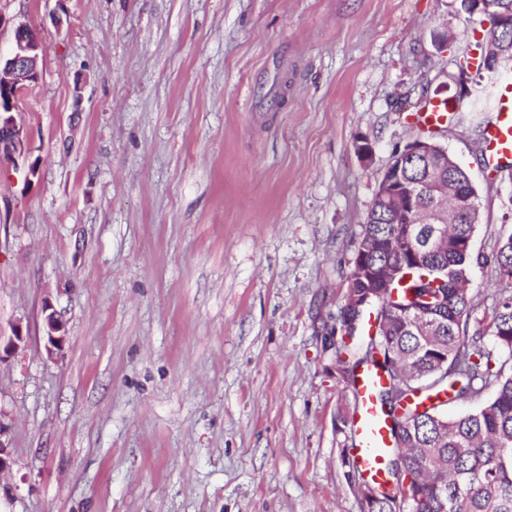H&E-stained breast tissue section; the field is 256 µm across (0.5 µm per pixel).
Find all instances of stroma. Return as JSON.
Masks as SVG:
<instances>
[{
  "mask_svg": "<svg viewBox=\"0 0 512 512\" xmlns=\"http://www.w3.org/2000/svg\"><path fill=\"white\" fill-rule=\"evenodd\" d=\"M0 12L42 40L18 101L28 149L0 161V335H23L0 357V512H360L330 330L381 176L427 135L413 113L498 91L463 65L459 0ZM432 137L478 194L467 331L483 333L512 175L474 121ZM50 309L52 311L49 312L45 317L47 327L46 350L50 356H53L60 354L63 350L66 336L63 332V323L57 316L56 311L52 308L51 305H46L45 311L47 312Z\"/></svg>",
  "mask_w": 512,
  "mask_h": 512,
  "instance_id": "stroma-1",
  "label": "stroma"
}]
</instances>
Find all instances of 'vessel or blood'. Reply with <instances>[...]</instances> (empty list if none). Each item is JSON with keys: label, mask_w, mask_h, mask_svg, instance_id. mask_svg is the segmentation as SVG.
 Instances as JSON below:
<instances>
[{"label": "vessel or blood", "mask_w": 512, "mask_h": 512, "mask_svg": "<svg viewBox=\"0 0 512 512\" xmlns=\"http://www.w3.org/2000/svg\"><path fill=\"white\" fill-rule=\"evenodd\" d=\"M487 146L501 159H512V83L497 94V120L487 131ZM382 374L374 369L363 371L355 390L360 411L355 420L354 455L362 474L372 482L385 480L384 459L390 450V423L381 412L376 393L383 385Z\"/></svg>", "instance_id": "b4317fda"}]
</instances>
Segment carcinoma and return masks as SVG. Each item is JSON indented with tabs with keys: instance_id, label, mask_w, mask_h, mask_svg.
<instances>
[{
	"instance_id": "cac0c4a2",
	"label": "carcinoma",
	"mask_w": 512,
	"mask_h": 512,
	"mask_svg": "<svg viewBox=\"0 0 512 512\" xmlns=\"http://www.w3.org/2000/svg\"><path fill=\"white\" fill-rule=\"evenodd\" d=\"M459 223L453 235L466 239L475 225L468 218V205L460 207ZM396 225L375 224L365 219L360 242L381 236L388 243V255L375 262L402 260L397 247ZM472 252L449 250L423 260V268H404L395 284L399 297L436 293L442 296L444 312L437 324L439 350L432 351L416 335L410 320L396 311L390 295L379 300L377 314L394 317L393 330L385 337L392 350L402 354L411 374L431 382L417 402L424 405L421 414H409L402 424L392 423L395 449L386 464L392 482L379 484L382 499L397 492L396 465L403 462L419 477L411 489L409 512H512V373L491 364L493 352L483 337L467 335V319L473 306L471 295L460 296L455 283L467 279ZM495 347L512 359V294L502 297L489 322ZM376 343L342 345L336 365L350 375L355 368L371 362L385 373L389 384L379 392L387 415L393 416L403 391L395 381L388 361L376 358ZM448 364L439 363L440 356ZM487 386L494 388L490 400L474 413L450 418L440 409L451 399L477 394ZM442 420H437V416Z\"/></svg>"
}]
</instances>
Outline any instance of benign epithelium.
<instances>
[{
	"mask_svg": "<svg viewBox=\"0 0 512 512\" xmlns=\"http://www.w3.org/2000/svg\"><path fill=\"white\" fill-rule=\"evenodd\" d=\"M477 8L473 14L485 21L493 20L498 27L512 35V17L498 10L499 0H473ZM41 41L28 23H18L13 28V45L8 56H0V158L16 160L24 154L30 139L28 128L17 120V102L21 92L38 80V63ZM487 65L485 72L495 77L501 69V56L492 43L485 46ZM421 165L427 170L448 171V183L429 180L410 182L403 176L404 170L412 165ZM460 168L456 159L444 147L428 140L417 139L395 154L379 182L372 208L376 216L382 218L406 216L408 223L398 226L397 237L404 244V259L412 263H422L425 252L442 241H447L446 217L442 211L433 209L422 212L417 199L424 193L446 200L468 196L469 218L476 219L477 194L472 182L460 183L453 174ZM400 273V266L387 269L376 268L370 263V250L363 246L355 255L349 275V290L345 305L339 317L340 327L335 332L346 333L349 325L356 323L361 307L369 299L378 296L388 288ZM47 327L46 350L49 355H58L64 348L66 336L62 321L46 305ZM417 328L422 336L433 335L437 316L425 310L414 312Z\"/></svg>",
	"mask_w": 512,
	"mask_h": 512,
	"instance_id": "benign-epithelium-1",
	"label": "benign epithelium"
}]
</instances>
